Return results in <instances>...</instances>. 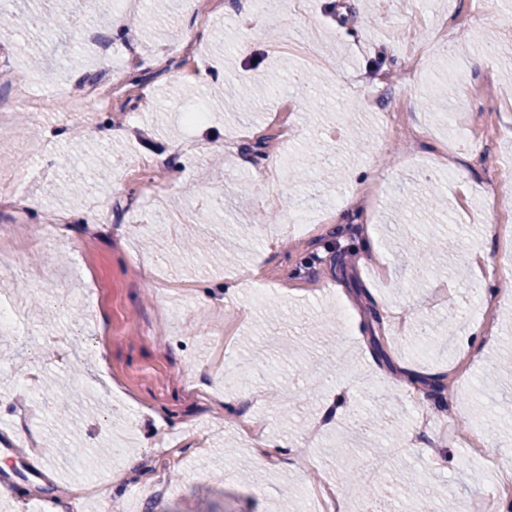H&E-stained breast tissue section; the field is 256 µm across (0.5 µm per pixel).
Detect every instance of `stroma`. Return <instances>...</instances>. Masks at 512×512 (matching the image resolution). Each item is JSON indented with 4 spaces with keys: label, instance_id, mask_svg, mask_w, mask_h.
Here are the masks:
<instances>
[{
    "label": "stroma",
    "instance_id": "obj_1",
    "mask_svg": "<svg viewBox=\"0 0 512 512\" xmlns=\"http://www.w3.org/2000/svg\"><path fill=\"white\" fill-rule=\"evenodd\" d=\"M222 2L214 14L209 0H72L45 34L28 16L52 0H0L15 17L0 40V115L30 55L54 69L26 80L39 112L0 130L14 194L0 225L23 240L57 212L92 214L0 266V307L18 312L0 334V512L86 483L112 512H319L310 489L339 482L348 457L388 460L370 497L344 485L350 512H420L429 489L448 512L512 462V375L497 367L512 354V253L482 233L474 194L491 171L512 189V0H273L257 28L247 0ZM440 27L448 41L426 84L381 85L415 73L412 43ZM291 35L333 56L334 73L301 65L296 49L272 52ZM190 38L198 54L169 65ZM185 86L194 95L167 107ZM243 88L254 95L245 111L234 104ZM193 108L206 117L185 124ZM108 125L124 137L97 138ZM451 143L453 176H425L420 161ZM308 158L315 172L292 183ZM266 160L277 178L263 190L253 175ZM430 190L442 208L405 222L396 200ZM321 209L331 219L303 238L272 223ZM369 225L390 280L360 258ZM405 233L449 258L417 285ZM462 243L488 275L461 261ZM386 306L409 312L402 333ZM489 312L492 336L458 359ZM60 348L77 361L58 362ZM34 400L37 418L21 420ZM243 413L266 419L274 444L326 425L314 447L261 458L241 439ZM420 414L430 424L415 437ZM24 435L43 452L18 447ZM168 437L181 439L182 463L163 492L112 482L132 456L150 482Z\"/></svg>",
    "mask_w": 512,
    "mask_h": 512
}]
</instances>
